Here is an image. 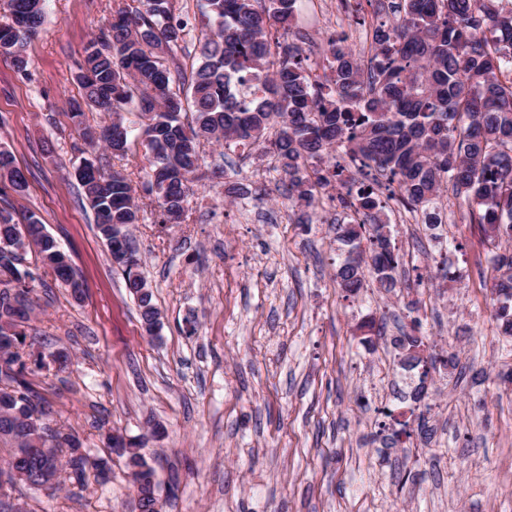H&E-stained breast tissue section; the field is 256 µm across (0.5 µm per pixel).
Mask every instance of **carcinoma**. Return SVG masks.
Wrapping results in <instances>:
<instances>
[{
  "label": "carcinoma",
  "mask_w": 512,
  "mask_h": 512,
  "mask_svg": "<svg viewBox=\"0 0 512 512\" xmlns=\"http://www.w3.org/2000/svg\"><path fill=\"white\" fill-rule=\"evenodd\" d=\"M176 0H134L118 8L110 26L85 48L75 79L83 102L71 118L89 144L100 141L114 156L142 143L148 170L145 192L161 212V223L178 224L204 161L201 141L226 149L269 143L288 200L311 207L331 188L351 211L336 224V240L348 246L336 273L356 294L363 267L379 287H400V257L391 247L379 193L421 215L434 231L442 224L436 199L448 193L467 206L494 247L501 271L492 293L501 333L512 336V0H390L387 17L372 24L371 56L364 60L347 42L331 36L324 63L311 60L288 39L298 0H201L200 52L185 73L179 58L191 55L188 22L175 15ZM11 22L0 26L13 37L0 50L24 72L26 47L44 21L40 0H9ZM133 106L143 119L142 137L125 133L111 144L104 135L125 125ZM114 115L96 132L82 126L83 107ZM193 112L192 122L182 120ZM12 175L14 192L26 187L12 153L0 147V172ZM95 212L109 253L123 247L119 234L138 221L139 205L119 172L83 159L75 171ZM368 232V249L362 232ZM24 239L23 252L14 247ZM34 256L29 262L27 256ZM50 269L78 298L82 286L69 257L34 213L20 222L0 211V489L23 484L40 489L49 477L86 486L98 467L79 439L42 421L49 415L28 380L33 369L50 370L42 355L28 361L27 324L34 311L36 277L31 267ZM139 262L117 267L133 295L146 331L159 310L138 271ZM423 340L396 336L403 367L423 358ZM140 442L109 448L126 458L140 512H160L154 469Z\"/></svg>",
  "instance_id": "cac0c4a2"
}]
</instances>
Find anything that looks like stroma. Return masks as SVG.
I'll use <instances>...</instances> for the list:
<instances>
[{"label":"stroma","mask_w":512,"mask_h":512,"mask_svg":"<svg viewBox=\"0 0 512 512\" xmlns=\"http://www.w3.org/2000/svg\"><path fill=\"white\" fill-rule=\"evenodd\" d=\"M114 10L47 0L27 73L0 58V146L27 178L24 192H0V210L35 213L84 287L74 299L40 270L35 349L72 363L30 380L109 468L82 490L19 486L11 500L29 512H137L125 460L105 443L117 430L144 436L162 512H512V337L493 318L489 248L459 209L436 241L387 204L403 286L388 293L369 278L351 297L336 277L346 249L335 202L320 196L312 223H299L263 145L244 160L202 143L224 172L195 183L182 223L139 201L132 241L162 322L147 335L76 178L85 144L69 116L83 49ZM297 27L319 48L342 29L363 45L338 0H299ZM238 184L247 196L228 200ZM442 268L453 280L418 278ZM369 319L380 333L368 345ZM409 332L457 367L403 368L391 341ZM410 379L421 399L406 393Z\"/></svg>","instance_id":"1"}]
</instances>
